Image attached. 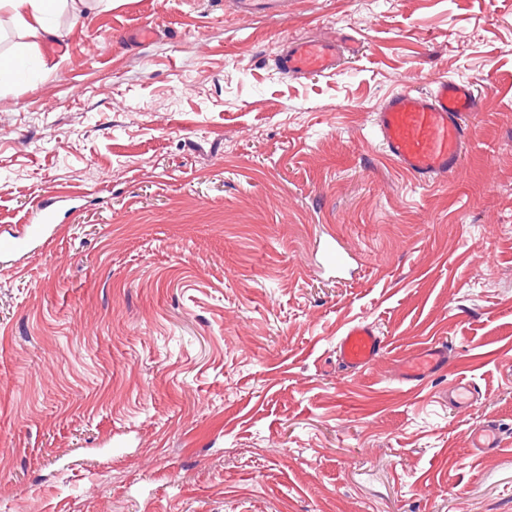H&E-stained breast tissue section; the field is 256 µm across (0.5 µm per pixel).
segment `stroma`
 <instances>
[{"label":"stroma","instance_id":"35a3bbf8","mask_svg":"<svg viewBox=\"0 0 512 512\" xmlns=\"http://www.w3.org/2000/svg\"><path fill=\"white\" fill-rule=\"evenodd\" d=\"M52 25L55 69L0 86V238L64 200L0 255V512H512V0H90ZM300 37L335 73L281 74ZM403 73L495 78L426 187L374 138ZM357 318L386 350L352 372ZM436 343L447 372L401 383ZM489 419L503 443L473 452ZM383 350V339L373 322L367 318L349 323L341 332L337 343L339 361L351 371L366 369Z\"/></svg>","mask_w":512,"mask_h":512}]
</instances>
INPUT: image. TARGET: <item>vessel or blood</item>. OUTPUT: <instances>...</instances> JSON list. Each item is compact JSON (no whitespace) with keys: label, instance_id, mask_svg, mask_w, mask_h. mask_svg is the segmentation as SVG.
Returning <instances> with one entry per match:
<instances>
[{"label":"vessel or blood","instance_id":"1","mask_svg":"<svg viewBox=\"0 0 512 512\" xmlns=\"http://www.w3.org/2000/svg\"><path fill=\"white\" fill-rule=\"evenodd\" d=\"M279 67L287 75L326 73L336 67V48L297 40L281 57ZM477 107L478 94L471 81L443 78L423 91L407 87L382 104L375 118V134L388 157L417 185L427 186L456 172L462 150L473 136L468 114ZM383 350L381 336L366 318L349 323L337 343L339 361L351 371L366 369ZM448 358L444 345L425 347L398 365L397 377L405 384H418L442 374ZM501 442L502 431L494 422H485L472 432L473 449L493 450Z\"/></svg>","mask_w":512,"mask_h":512}]
</instances>
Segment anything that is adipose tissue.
Masks as SVG:
<instances>
[{
  "label": "adipose tissue",
  "instance_id": "1",
  "mask_svg": "<svg viewBox=\"0 0 512 512\" xmlns=\"http://www.w3.org/2000/svg\"><path fill=\"white\" fill-rule=\"evenodd\" d=\"M85 0H0V14L9 15L24 29L26 41L23 51L40 52L43 68H52V57L42 54V47L54 37L49 17L59 4H68L74 15H81Z\"/></svg>",
  "mask_w": 512,
  "mask_h": 512
}]
</instances>
